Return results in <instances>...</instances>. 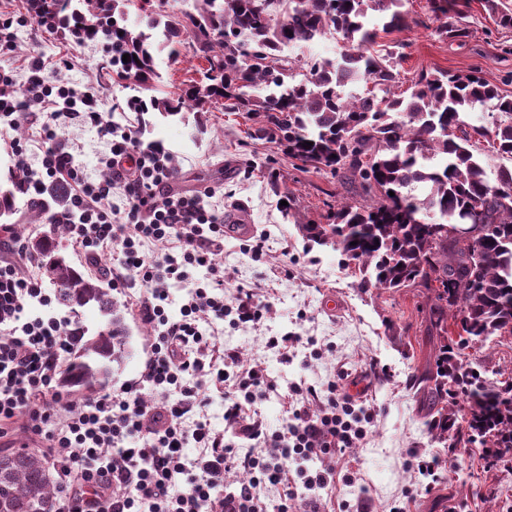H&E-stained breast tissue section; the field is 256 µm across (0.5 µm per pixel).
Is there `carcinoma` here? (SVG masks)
Returning a JSON list of instances; mask_svg holds the SVG:
<instances>
[{
    "instance_id": "cac0c4a2",
    "label": "carcinoma",
    "mask_w": 512,
    "mask_h": 512,
    "mask_svg": "<svg viewBox=\"0 0 512 512\" xmlns=\"http://www.w3.org/2000/svg\"><path fill=\"white\" fill-rule=\"evenodd\" d=\"M120 2L27 0L34 20L105 43V81L132 74L150 86L159 78L154 53L166 47L177 55L186 45L205 60L208 83L151 100L161 116L206 112L224 99L244 108L246 118L260 123L256 132L288 158L334 179L359 177L371 204L342 203L330 223L299 224L298 231L309 248L338 252L361 289H424L429 330L439 338L446 339L448 322L457 327V339L438 349L435 372L414 381L432 402L429 434L451 438L454 452L476 443L512 446V382L489 386L461 360V350L473 343L512 335V168L491 171L473 151L483 139L493 153L512 159V94L476 72H422L409 95L396 93L397 52L377 45L379 33L409 25L405 0H192L178 15L145 12L138 30L126 25ZM482 6L498 26L512 29V8L503 0H482ZM370 10L382 27L369 24ZM429 10L440 37L467 34L454 0H429ZM326 35L339 46L333 59L283 55L291 44ZM357 82L365 89L346 91ZM259 87L265 95L253 94ZM478 108L490 112V124L464 120ZM16 192L15 184L0 186V217L14 210ZM450 224H484L487 233L472 242L448 235ZM65 229L52 224L29 247L59 304L74 312L95 307L106 317L104 329L74 345L60 379L90 391L122 366L129 335L123 311L99 278L64 258L49 268ZM453 386L467 403L461 420ZM56 493L43 454H0V512H50Z\"/></svg>"
}]
</instances>
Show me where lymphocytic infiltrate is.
<instances>
[{
  "label": "lymphocytic infiltrate",
  "mask_w": 512,
  "mask_h": 512,
  "mask_svg": "<svg viewBox=\"0 0 512 512\" xmlns=\"http://www.w3.org/2000/svg\"><path fill=\"white\" fill-rule=\"evenodd\" d=\"M30 72L23 102L12 80L0 76V125L36 127L40 142L36 157L12 147L13 172L31 198L64 191L67 204L51 212L52 222L67 225L76 252L116 255L113 284H127L128 272H136L142 292L131 311L157 334L136 379L109 393L65 400L54 386L71 339L56 317L26 315L30 302L48 307L53 298L39 278L18 273V263L30 256L11 226L1 225L0 252L13 258L0 259V438L22 429L52 459L60 486L52 512H289L302 488L311 492L308 512H321L324 499L352 485L343 454L366 438L374 407L333 382L324 388L292 382L283 395L285 424L268 431L255 404L277 393L278 384L212 332L223 320L235 327L259 323L268 304L244 284L225 300L224 272L213 262L224 250V218L210 192H169L168 152L141 148L133 128L98 111L97 86L50 83L39 57ZM63 118L91 123L107 136L110 152L102 162L109 179L91 181L73 148L57 142L52 124ZM116 190L119 206L112 202ZM194 268L208 275L196 282L179 317H170V283L187 280ZM211 389L224 398L234 438L210 424ZM190 443L199 450L192 459L185 452ZM314 459L322 468L308 470ZM236 470L247 472L248 481L213 496ZM267 482L282 491L272 507L261 493Z\"/></svg>",
  "instance_id": "f902f5d3"
}]
</instances>
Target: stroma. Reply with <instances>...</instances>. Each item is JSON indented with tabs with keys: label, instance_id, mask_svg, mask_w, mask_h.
<instances>
[{
	"label": "stroma",
	"instance_id": "stroma-1",
	"mask_svg": "<svg viewBox=\"0 0 512 512\" xmlns=\"http://www.w3.org/2000/svg\"><path fill=\"white\" fill-rule=\"evenodd\" d=\"M459 5L468 27L465 38H439L427 23V0H407L413 24L382 35L383 43L403 48V84L424 71L475 70L489 83L512 91V30L497 27L480 0H459ZM4 22L11 25L14 47L0 53V72L10 74L15 86H26L29 63L37 55L52 63L53 82L79 87L99 83L105 53L98 43L77 46L69 36L37 26L28 16L26 0H0V24ZM156 63L161 76L157 89L174 94L201 82L207 67L190 54L172 57L164 51ZM152 92L135 83L115 84L107 88L100 107L112 112L115 121L131 122L143 143L160 144L173 157L178 170L171 191H213L212 203L225 219L243 216L254 233L267 237L266 253L259 259L244 251V235L234 232L224 240L218 261L227 275L225 296L233 295L236 284H258L268 289L273 312L257 326L218 324L220 340L238 348L248 362L264 367L283 387L300 379L316 386L339 380L348 387L370 361L386 367V376L373 381L369 390L380 413L367 440L347 452L357 479L367 488L365 512H390L404 502L410 512H463L458 507L463 497L469 504L464 512H512V464L502 462L491 469L480 453L470 451L453 454L446 471L435 477L419 473L414 464V453L445 451L443 443L428 434L420 396L411 384L413 375L431 362L437 343L427 330L426 299L420 289L382 295L359 292L336 252L305 249L297 224L326 223L337 204L360 201L359 182L300 169L298 161L286 157L276 144L255 137L254 125L243 113L219 104L181 118L129 109V101L149 100ZM56 131L60 140L82 146L80 166L87 177L99 179L100 158L109 144L97 128L64 118ZM271 167L280 180L276 193L267 181ZM283 194L298 203L289 219L280 206ZM283 264L291 269V277L277 276ZM331 301L338 305L332 312L326 308ZM126 324L129 356L111 377L114 388L138 376L148 353L143 324L131 317ZM288 332L314 337L321 358L307 365L298 360L280 363L265 342ZM471 362L487 383L512 376V336L488 342L474 351Z\"/></svg>",
	"mask_w": 512,
	"mask_h": 512
}]
</instances>
